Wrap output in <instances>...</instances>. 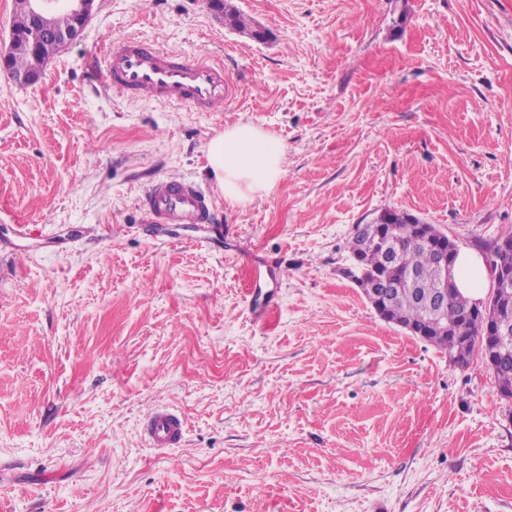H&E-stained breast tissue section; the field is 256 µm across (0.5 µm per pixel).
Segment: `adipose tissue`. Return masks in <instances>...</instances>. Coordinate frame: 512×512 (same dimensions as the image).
<instances>
[{
  "mask_svg": "<svg viewBox=\"0 0 512 512\" xmlns=\"http://www.w3.org/2000/svg\"><path fill=\"white\" fill-rule=\"evenodd\" d=\"M285 157L278 139L239 123L209 140L206 167L225 200L235 205L269 195L285 172Z\"/></svg>",
  "mask_w": 512,
  "mask_h": 512,
  "instance_id": "1",
  "label": "adipose tissue"
}]
</instances>
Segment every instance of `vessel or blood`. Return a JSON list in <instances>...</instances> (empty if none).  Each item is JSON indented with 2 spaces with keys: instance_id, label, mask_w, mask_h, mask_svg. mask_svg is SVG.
Instances as JSON below:
<instances>
[{
  "instance_id": "1",
  "label": "vessel or blood",
  "mask_w": 512,
  "mask_h": 512,
  "mask_svg": "<svg viewBox=\"0 0 512 512\" xmlns=\"http://www.w3.org/2000/svg\"><path fill=\"white\" fill-rule=\"evenodd\" d=\"M102 82L125 96L180 106L196 112L212 111L238 95V87L223 67L204 58L187 60L162 47L159 41L127 39L106 48ZM149 224H211L217 207L212 195L186 176L162 175L152 181L138 200ZM253 285L250 309L263 316L271 305L265 290L276 280L274 266L248 260ZM186 422L167 406L152 405L143 429L151 448H177L184 441Z\"/></svg>"
}]
</instances>
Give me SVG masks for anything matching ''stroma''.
<instances>
[{"label":"stroma","instance_id":"obj_1","mask_svg":"<svg viewBox=\"0 0 512 512\" xmlns=\"http://www.w3.org/2000/svg\"><path fill=\"white\" fill-rule=\"evenodd\" d=\"M95 0L78 39L16 85L0 70V512H512V401L381 319L342 274L386 209L459 250L512 232V0ZM156 38L239 87L212 112L104 90L102 54ZM287 147L267 197L229 205L211 136ZM183 174L228 235L139 221ZM270 261L254 320L238 255ZM186 418L146 447L147 409ZM224 9V17L229 21V24L237 30L239 33H243L246 35H249L252 38H262V33L255 29V25L252 23L251 19L246 16L245 14H242L241 12L237 11L231 6H227L226 4H223ZM218 14H223V12L217 9H214Z\"/></svg>","mask_w":512,"mask_h":512}]
</instances>
